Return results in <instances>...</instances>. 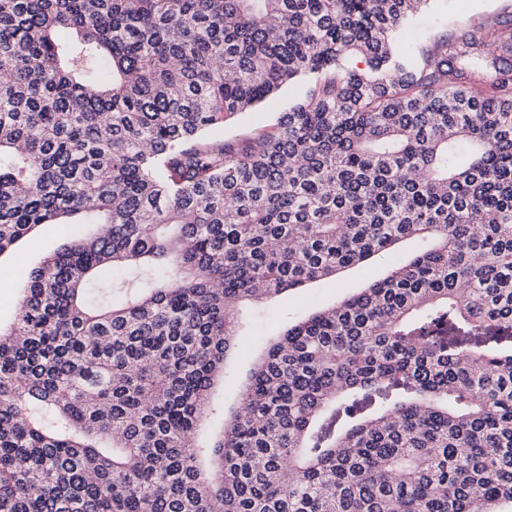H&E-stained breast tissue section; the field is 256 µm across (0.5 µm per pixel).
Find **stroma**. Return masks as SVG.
Returning <instances> with one entry per match:
<instances>
[{"label": "stroma", "mask_w": 512, "mask_h": 512, "mask_svg": "<svg viewBox=\"0 0 512 512\" xmlns=\"http://www.w3.org/2000/svg\"><path fill=\"white\" fill-rule=\"evenodd\" d=\"M512 16V0H429L417 14L413 24L421 39L446 36L460 25L487 16ZM309 88L308 79L282 88L253 110L243 112L225 122L213 137L223 141H248L261 130L271 127L280 113L288 111ZM65 232L57 224L40 228L36 243H21L14 253L0 256V323L13 320L19 291L25 285V273L38 265L47 255L65 244ZM422 245L417 240L403 242L396 249L375 255L367 264L346 268L338 277L308 283L304 288L285 292L258 304L245 303L240 307L244 318L243 345L225 363L222 382L211 395L215 418H223L235 410L245 381L266 345L289 325L308 318L323 308L384 278L394 264L417 255Z\"/></svg>", "instance_id": "obj_1"}]
</instances>
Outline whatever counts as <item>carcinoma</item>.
<instances>
[{"label": "carcinoma", "instance_id": "cac0c4a2", "mask_svg": "<svg viewBox=\"0 0 512 512\" xmlns=\"http://www.w3.org/2000/svg\"><path fill=\"white\" fill-rule=\"evenodd\" d=\"M425 2L0 0V255L69 237L0 326V512L512 503V19L413 49ZM412 237L200 442L242 302ZM309 88V79L302 78L282 88L253 110L242 112L229 119L224 128L212 133V139L223 141H249L261 130L271 127L281 112H287L293 103Z\"/></svg>", "mask_w": 512, "mask_h": 512}]
</instances>
